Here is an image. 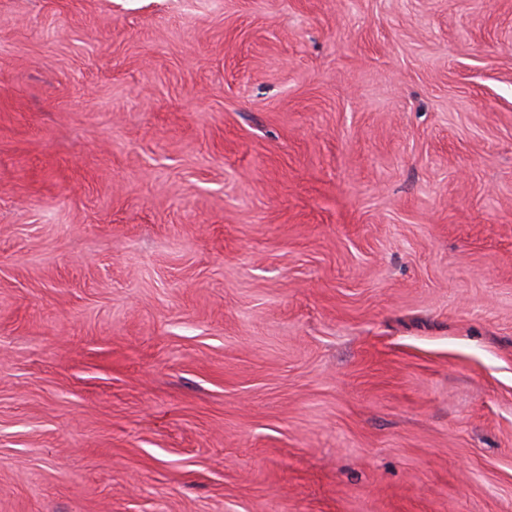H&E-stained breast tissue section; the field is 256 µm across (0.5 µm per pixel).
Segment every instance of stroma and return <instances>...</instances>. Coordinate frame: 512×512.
<instances>
[{"mask_svg":"<svg viewBox=\"0 0 512 512\" xmlns=\"http://www.w3.org/2000/svg\"><path fill=\"white\" fill-rule=\"evenodd\" d=\"M0 512H512V0H0Z\"/></svg>","mask_w":512,"mask_h":512,"instance_id":"obj_1","label":"stroma"}]
</instances>
